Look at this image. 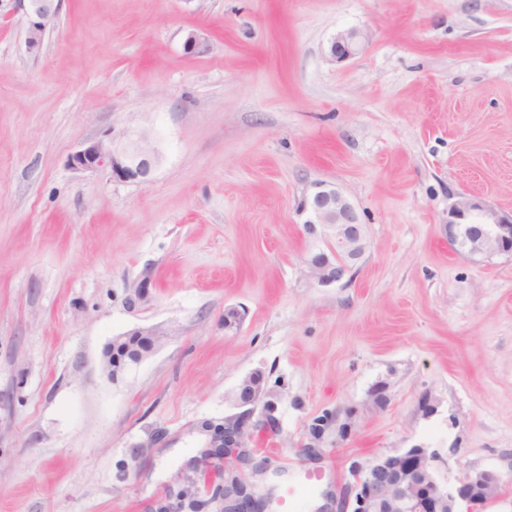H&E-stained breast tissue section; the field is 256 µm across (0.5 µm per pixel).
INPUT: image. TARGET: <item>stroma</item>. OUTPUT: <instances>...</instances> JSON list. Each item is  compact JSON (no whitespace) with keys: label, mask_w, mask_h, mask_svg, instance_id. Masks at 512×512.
I'll list each match as a JSON object with an SVG mask.
<instances>
[{"label":"stroma","mask_w":512,"mask_h":512,"mask_svg":"<svg viewBox=\"0 0 512 512\" xmlns=\"http://www.w3.org/2000/svg\"><path fill=\"white\" fill-rule=\"evenodd\" d=\"M26 28L0 0V512H224L201 432L256 371L267 512L415 444L446 484L512 476V257H462L447 229L462 195L512 212V0H60L39 51ZM348 29L367 45L330 61ZM140 129L150 181L68 162ZM318 181L367 232L326 287L299 212ZM139 327L161 345L111 379ZM348 410L346 439L301 454ZM368 35L357 29L338 32L328 43L326 53L336 62L345 61L363 49Z\"/></svg>","instance_id":"obj_1"}]
</instances>
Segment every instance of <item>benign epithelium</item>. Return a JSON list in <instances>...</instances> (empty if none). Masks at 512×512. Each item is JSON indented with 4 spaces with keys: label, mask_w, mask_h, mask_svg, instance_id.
<instances>
[{
    "label": "benign epithelium",
    "mask_w": 512,
    "mask_h": 512,
    "mask_svg": "<svg viewBox=\"0 0 512 512\" xmlns=\"http://www.w3.org/2000/svg\"><path fill=\"white\" fill-rule=\"evenodd\" d=\"M27 2L26 45L37 50L47 21L58 11L59 0ZM367 40L368 35L361 30L340 31L329 41L326 53L331 60L342 62L361 52ZM182 50L187 55H199L208 50V44L201 33L190 30L183 37ZM160 161L156 138L148 132L87 141L69 157L70 165L77 169L107 167L112 178L120 182L150 180ZM301 212L305 214L304 234L314 243L306 262L317 284L330 286L350 279L367 246L365 225L355 206L336 186L320 182L303 200ZM448 242L459 254L472 259L512 256V214H501L483 200L461 196L448 208ZM259 402L269 415L253 424L254 407ZM235 406L239 412L212 429L226 473L249 453L254 433L270 430L274 423L275 403L258 374L242 379ZM437 458L436 451L414 445L379 455L365 465L355 464L350 482L336 492L335 508L329 512H458L462 503L467 504L468 512H480L504 497L505 481L489 470L466 469L457 485L448 487L438 477L434 466ZM220 494L224 495V512H259L255 500L244 492L224 487Z\"/></svg>",
    "instance_id": "7a95c632"
}]
</instances>
